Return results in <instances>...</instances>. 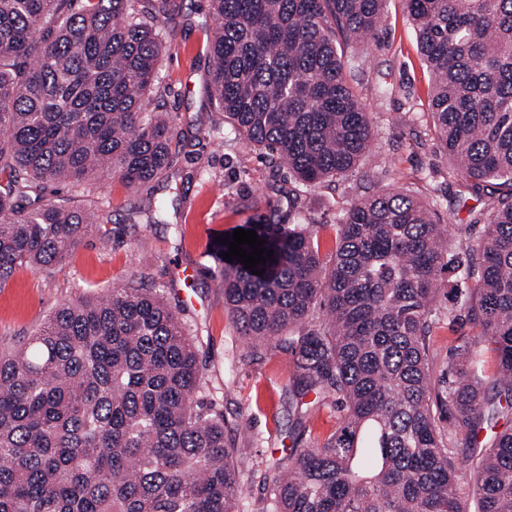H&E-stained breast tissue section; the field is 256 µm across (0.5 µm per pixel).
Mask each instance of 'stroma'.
<instances>
[{
	"mask_svg": "<svg viewBox=\"0 0 512 512\" xmlns=\"http://www.w3.org/2000/svg\"><path fill=\"white\" fill-rule=\"evenodd\" d=\"M206 0H179L178 11L162 27L168 35L161 87L168 109L177 117L188 142L178 163L177 189L165 182L131 193L119 181L75 189V201H107L112 221L84 240L74 258L48 272L18 269L0 286V349L26 341L60 304L80 296H102L132 282L169 284L168 298L201 345L205 394L223 411L226 422L250 428L251 456L237 460L244 485L245 512H259L255 474L275 465L290 449L306 445L310 435L326 436L338 423L337 411L323 410L301 427L288 410L293 375L290 355L244 356V345L213 277L216 237L259 214L278 209L282 222L294 220L293 194H301L307 223L321 227V257L334 255L333 223L352 195L380 188L409 190L423 200H443L446 224L471 222L487 204L459 194L448 176L449 162L440 150L430 117V77L417 49L403 0H386L375 37L356 46V72L370 114L375 141L369 155L347 181L325 183L299 193L295 181L278 172L258 152L237 141L215 147L203 132L217 114L203 105L199 87L207 69ZM237 193L228 197L225 185ZM170 208L159 224L129 226L130 207ZM478 329L466 317L454 326L440 324L430 337L434 375L448 378L451 351L462 341H477Z\"/></svg>",
	"mask_w": 512,
	"mask_h": 512,
	"instance_id": "stroma-1",
	"label": "stroma"
}]
</instances>
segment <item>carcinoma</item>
I'll return each instance as SVG.
<instances>
[{"label":"carcinoma","instance_id":"cac0c4a2","mask_svg":"<svg viewBox=\"0 0 512 512\" xmlns=\"http://www.w3.org/2000/svg\"><path fill=\"white\" fill-rule=\"evenodd\" d=\"M385 0H209L204 131L266 154L305 189L345 179L374 130L344 48L375 35ZM431 75L448 177L493 206L478 247L448 245L441 203L379 189L349 202L326 265L318 230L276 211L243 224L274 259L215 276L250 357H294L298 398L339 426L259 476L263 512H512V0H404ZM176 0H0V286L71 260L101 208L59 188L162 179L185 142L159 84ZM494 352L468 343L436 385L428 337L455 310L443 275ZM167 285L61 304L0 354V512H240L224 413L203 396L199 347ZM322 320L313 323L314 314Z\"/></svg>","mask_w":512,"mask_h":512}]
</instances>
